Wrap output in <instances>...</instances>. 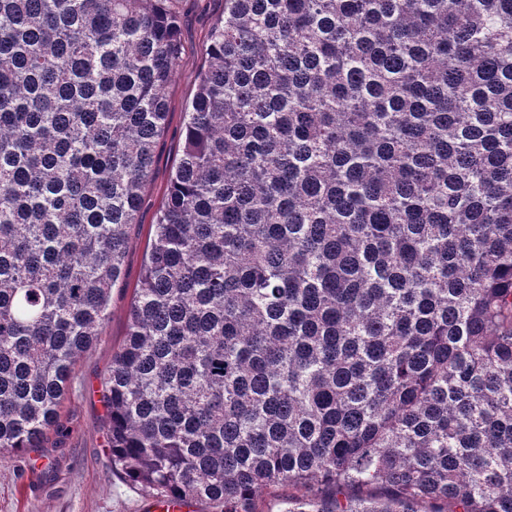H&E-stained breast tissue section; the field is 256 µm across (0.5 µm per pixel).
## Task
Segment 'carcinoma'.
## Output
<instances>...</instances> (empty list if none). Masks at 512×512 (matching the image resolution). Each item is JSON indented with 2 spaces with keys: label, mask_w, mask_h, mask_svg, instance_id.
Returning a JSON list of instances; mask_svg holds the SVG:
<instances>
[{
  "label": "carcinoma",
  "mask_w": 512,
  "mask_h": 512,
  "mask_svg": "<svg viewBox=\"0 0 512 512\" xmlns=\"http://www.w3.org/2000/svg\"><path fill=\"white\" fill-rule=\"evenodd\" d=\"M171 0H0V454L59 426L181 54ZM112 468L210 512H512V0H224Z\"/></svg>",
  "instance_id": "1"
}]
</instances>
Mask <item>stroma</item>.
I'll return each mask as SVG.
<instances>
[{"instance_id":"35a3bbf8","label":"stroma","mask_w":512,"mask_h":512,"mask_svg":"<svg viewBox=\"0 0 512 512\" xmlns=\"http://www.w3.org/2000/svg\"><path fill=\"white\" fill-rule=\"evenodd\" d=\"M182 54L169 91V114L157 139L151 178L135 224L128 228L124 277L112 290L109 316L91 348L76 360L60 408L65 438L48 434L41 449L0 455V512H146L148 495L113 470L103 419L101 380L128 330L129 307L145 266L154 224L182 150L185 107L194 98L205 65L204 47L224 0H174ZM54 460V478L40 483L30 461L38 453Z\"/></svg>"}]
</instances>
